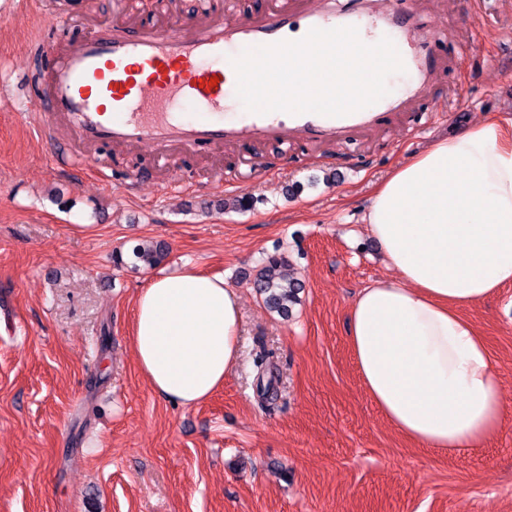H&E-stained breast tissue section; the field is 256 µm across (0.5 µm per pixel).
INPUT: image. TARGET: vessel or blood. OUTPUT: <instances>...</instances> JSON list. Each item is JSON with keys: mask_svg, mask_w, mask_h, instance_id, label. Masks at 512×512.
I'll return each mask as SVG.
<instances>
[{"mask_svg": "<svg viewBox=\"0 0 512 512\" xmlns=\"http://www.w3.org/2000/svg\"><path fill=\"white\" fill-rule=\"evenodd\" d=\"M437 0H275L265 13L226 19L199 0L194 18L171 26L113 21L68 50L50 31L37 43L48 61L50 98L42 110L24 113L40 127L45 117L66 119L87 144L146 145L163 163L174 149H210L245 141L288 150L299 143H333L363 136L413 109L446 68L427 52L435 38L416 23L438 9ZM363 26L407 44L402 61L410 79L401 94L341 117L316 113H227L236 95L233 58L245 49L285 41L313 28Z\"/></svg>", "mask_w": 512, "mask_h": 512, "instance_id": "b4317fda", "label": "vessel or blood"}]
</instances>
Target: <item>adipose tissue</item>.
Returning a JSON list of instances; mask_svg holds the SVG:
<instances>
[{
    "mask_svg": "<svg viewBox=\"0 0 512 512\" xmlns=\"http://www.w3.org/2000/svg\"><path fill=\"white\" fill-rule=\"evenodd\" d=\"M365 222L395 272L348 309L366 394L420 446L478 447L503 430L508 405L490 349L462 311L512 283V123L485 119L396 168ZM240 336V297L223 277L176 270L137 297L138 368L178 405L223 386Z\"/></svg>",
    "mask_w": 512,
    "mask_h": 512,
    "instance_id": "obj_1",
    "label": "adipose tissue"
}]
</instances>
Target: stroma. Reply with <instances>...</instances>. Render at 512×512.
Segmentation results:
<instances>
[{"label":"stroma","mask_w":512,"mask_h":512,"mask_svg":"<svg viewBox=\"0 0 512 512\" xmlns=\"http://www.w3.org/2000/svg\"><path fill=\"white\" fill-rule=\"evenodd\" d=\"M114 16L113 0H0V512H512V427L459 452L406 440L347 344L350 303L393 275L364 222L377 184L435 141L512 116V0H445L422 24L448 68L415 111L364 140L296 146L246 182L251 144L161 167L146 146L86 147L58 121H22L39 106L40 29L65 47ZM437 99L449 118H430ZM59 150L147 181L128 195L57 173ZM246 193L251 210L218 205ZM143 240L165 246L161 267L114 266ZM271 255L304 287L286 319L253 288ZM181 266L223 276L241 302L239 362L191 408L152 390L132 344L138 293ZM464 314L512 402V284ZM263 350L279 375L270 411L255 388Z\"/></svg>","instance_id":"stroma-1"}]
</instances>
